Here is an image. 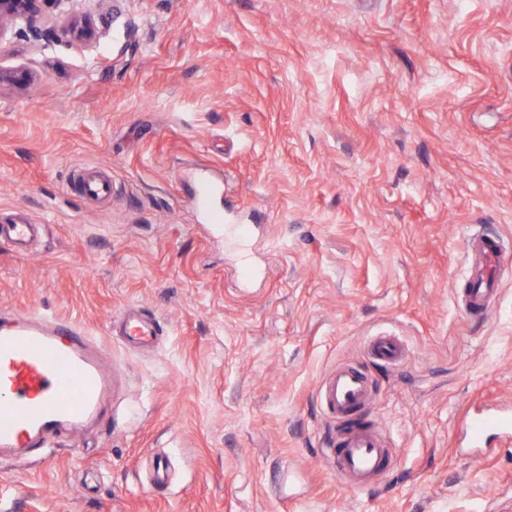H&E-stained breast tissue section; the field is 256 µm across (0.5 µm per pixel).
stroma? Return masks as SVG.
Wrapping results in <instances>:
<instances>
[{
    "instance_id": "1",
    "label": "stroma",
    "mask_w": 512,
    "mask_h": 512,
    "mask_svg": "<svg viewBox=\"0 0 512 512\" xmlns=\"http://www.w3.org/2000/svg\"><path fill=\"white\" fill-rule=\"evenodd\" d=\"M71 17L97 42L62 34ZM57 39L0 34V315L112 346L100 422L0 460V512H502L512 446L460 420L512 410V266L461 306L473 233L512 241V0H51ZM112 172L90 204L70 172ZM220 183L253 228L248 285L194 206ZM132 310L162 326L126 346ZM398 336L397 367L369 337ZM362 369L398 453L356 492L324 451L317 391ZM167 463L156 481L157 459ZM39 224H1L0 241L7 242L16 247H23L34 240L35 233L40 232Z\"/></svg>"
}]
</instances>
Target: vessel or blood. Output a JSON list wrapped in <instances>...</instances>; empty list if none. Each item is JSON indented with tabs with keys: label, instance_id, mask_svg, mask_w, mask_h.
Instances as JSON below:
<instances>
[{
	"label": "vessel or blood",
	"instance_id": "1",
	"mask_svg": "<svg viewBox=\"0 0 512 512\" xmlns=\"http://www.w3.org/2000/svg\"><path fill=\"white\" fill-rule=\"evenodd\" d=\"M77 189L92 200L110 195L112 178L77 170ZM40 230L36 224H1L0 241L23 247ZM468 270L470 286L465 293L467 312L488 316L499 291L498 273L512 265L498 237L472 235ZM160 333L153 319L125 315L120 334L130 345H152ZM372 359L397 366L406 351L392 336L368 341ZM112 391V369L105 348L78 325L63 319L20 314L0 323V453L23 462L34 448L55 437L61 429H76L99 419ZM319 399L336 423V436L327 456L336 478L361 491L386 475L393 464V450L365 411L374 403L373 389L354 366L346 365L325 378ZM473 439L496 429L512 435V420L489 413L471 414L466 422Z\"/></svg>",
	"mask_w": 512,
	"mask_h": 512
}]
</instances>
